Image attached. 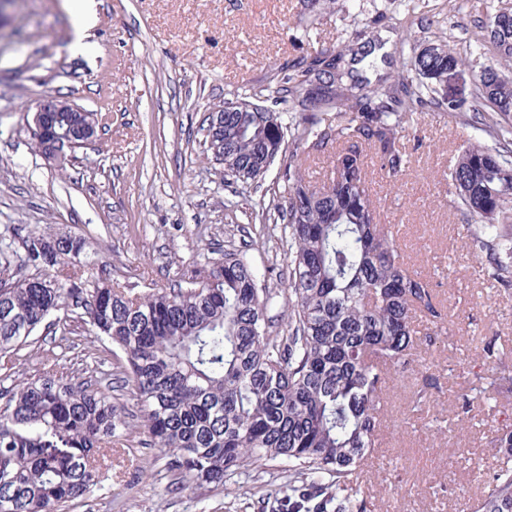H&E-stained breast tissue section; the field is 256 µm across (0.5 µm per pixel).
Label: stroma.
I'll use <instances>...</instances> for the list:
<instances>
[{
  "label": "stroma",
  "mask_w": 512,
  "mask_h": 512,
  "mask_svg": "<svg viewBox=\"0 0 512 512\" xmlns=\"http://www.w3.org/2000/svg\"><path fill=\"white\" fill-rule=\"evenodd\" d=\"M408 7L414 21L404 26ZM510 7L512 0H100L90 47L74 54L63 0H16L0 12V231L18 230L12 258L23 253V235L65 232L84 238L88 260L113 280L144 292L247 239L248 259L272 272L269 287H286L283 250L246 218L255 202L274 208L266 191L283 165L256 187L227 181L204 152L208 107L259 92L276 68L331 45L369 51L354 73L386 84L403 51L437 39L462 51L479 20ZM47 95L110 113L61 168L31 138L33 108ZM488 141L473 113L419 112L401 134L408 164L398 182L367 163L380 223L399 226L408 262L430 280L452 329L422 336L414 363L391 379L381 445L362 483L372 512H470L497 464L491 431L512 424V393L476 400L465 417L454 406L484 364L487 338L512 360V289L461 251L467 218L448 180L463 149ZM20 355L12 371L0 369V391L46 364L86 378L122 358L81 329ZM164 464L126 427L105 460L104 489L68 512H259L284 481L281 464L270 462L221 486L182 491Z\"/></svg>",
  "instance_id": "obj_1"
}]
</instances>
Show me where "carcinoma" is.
Returning <instances> with one entry per match:
<instances>
[{"label":"carcinoma","instance_id":"carcinoma-1","mask_svg":"<svg viewBox=\"0 0 512 512\" xmlns=\"http://www.w3.org/2000/svg\"><path fill=\"white\" fill-rule=\"evenodd\" d=\"M478 29L475 50L512 61V11ZM344 59L326 48L305 67L273 74L266 97L286 107L288 122L268 106L226 111L224 131L205 140L224 176L243 184L261 180L285 153L335 149L333 176L321 187L299 165L282 172L284 292L239 249L146 293L112 281L70 234H31L16 265H0V364L13 366L39 332L65 337L74 323L110 342L125 357L119 374L134 394L129 415L183 490L277 461L288 481L269 495L288 512H371L363 465L379 444L392 374L412 360L414 319L448 334L433 289L377 221L362 152L396 180L408 163L399 134L409 117L463 110L464 101L439 94L463 58L429 43L413 48L387 85L349 70V83L315 90ZM471 97L494 146L458 157L454 204L473 221L467 250L485 255L493 279L512 288V76L481 68ZM281 297L288 320L277 330L270 312ZM472 384L458 398L464 413L490 388L511 390L512 374L476 373ZM0 397V512H64L101 485V459L125 426L101 381L51 365ZM493 443L500 463L472 512H512V429H496Z\"/></svg>","mask_w":512,"mask_h":512}]
</instances>
